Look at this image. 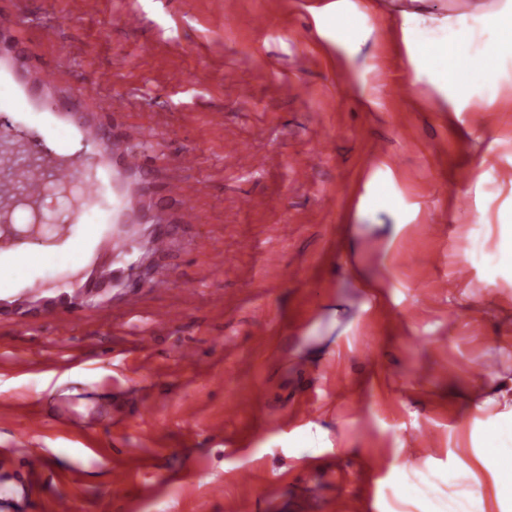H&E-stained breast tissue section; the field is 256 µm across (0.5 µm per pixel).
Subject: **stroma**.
<instances>
[{
	"instance_id": "35a3bbf8",
	"label": "stroma",
	"mask_w": 512,
	"mask_h": 512,
	"mask_svg": "<svg viewBox=\"0 0 512 512\" xmlns=\"http://www.w3.org/2000/svg\"><path fill=\"white\" fill-rule=\"evenodd\" d=\"M325 2L101 0L89 14L85 0H0V115L63 160L112 124L105 160L86 174L106 219L46 193L43 212L67 228L19 243L25 261L0 288V486L11 493L0 512H54L60 496L75 512H196L202 501L209 512H430L433 497L512 512V456L494 472L477 462L512 426L481 385L512 377V268L500 262L512 54L470 83L456 114L442 76L414 73L382 34L412 0H353L320 37L313 11ZM495 2L425 8L453 16L479 49L495 37L481 12ZM131 11L139 27L125 25ZM229 141L261 167L232 166ZM135 149L143 166L131 171ZM186 154L196 190L183 200L166 183ZM137 191L140 209L119 212V193ZM345 224L368 271L392 262L387 301L369 313L364 293L338 284ZM476 225L479 261L464 247ZM159 234L170 251L152 249ZM112 236L132 245L122 259L100 246ZM133 261L142 286L112 288ZM92 280L94 302L70 303ZM159 312L172 319L161 330ZM307 331L333 354L303 360ZM116 467L127 491L112 486Z\"/></svg>"
}]
</instances>
